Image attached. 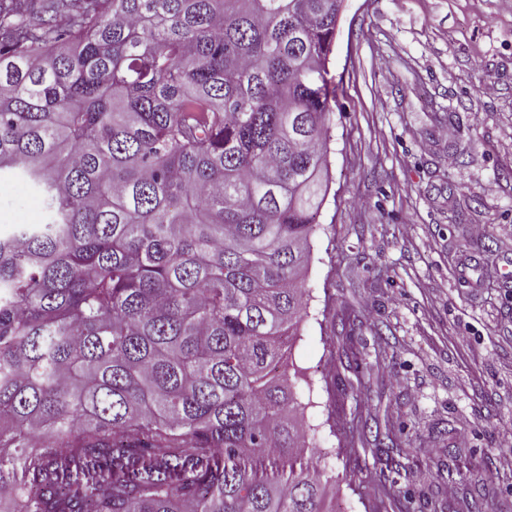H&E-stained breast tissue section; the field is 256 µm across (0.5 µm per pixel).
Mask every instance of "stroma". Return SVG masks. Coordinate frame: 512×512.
Here are the masks:
<instances>
[{"instance_id":"35a3bbf8","label":"stroma","mask_w":512,"mask_h":512,"mask_svg":"<svg viewBox=\"0 0 512 512\" xmlns=\"http://www.w3.org/2000/svg\"><path fill=\"white\" fill-rule=\"evenodd\" d=\"M329 72L303 460L332 512H512V0H346ZM43 217L0 180L1 234Z\"/></svg>"}]
</instances>
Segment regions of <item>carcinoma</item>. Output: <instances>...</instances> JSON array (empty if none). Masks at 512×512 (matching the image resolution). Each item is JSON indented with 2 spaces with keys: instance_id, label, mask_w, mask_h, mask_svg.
Here are the masks:
<instances>
[{
  "instance_id": "obj_1",
  "label": "carcinoma",
  "mask_w": 512,
  "mask_h": 512,
  "mask_svg": "<svg viewBox=\"0 0 512 512\" xmlns=\"http://www.w3.org/2000/svg\"><path fill=\"white\" fill-rule=\"evenodd\" d=\"M336 0H0V457L14 512H328L287 352ZM43 217L40 199L22 182L8 178L0 180V233L2 235L10 234L15 224H37Z\"/></svg>"
}]
</instances>
